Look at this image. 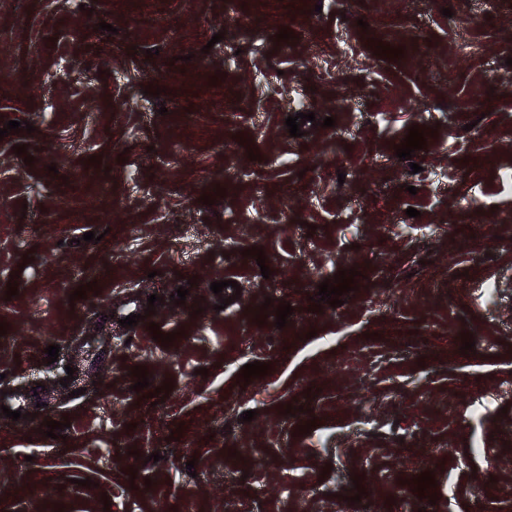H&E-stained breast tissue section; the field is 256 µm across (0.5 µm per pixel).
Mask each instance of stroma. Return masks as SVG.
I'll return each instance as SVG.
<instances>
[{
	"label": "stroma",
	"instance_id": "1",
	"mask_svg": "<svg viewBox=\"0 0 512 512\" xmlns=\"http://www.w3.org/2000/svg\"><path fill=\"white\" fill-rule=\"evenodd\" d=\"M510 57L512 0H0V512H512Z\"/></svg>",
	"mask_w": 512,
	"mask_h": 512
}]
</instances>
